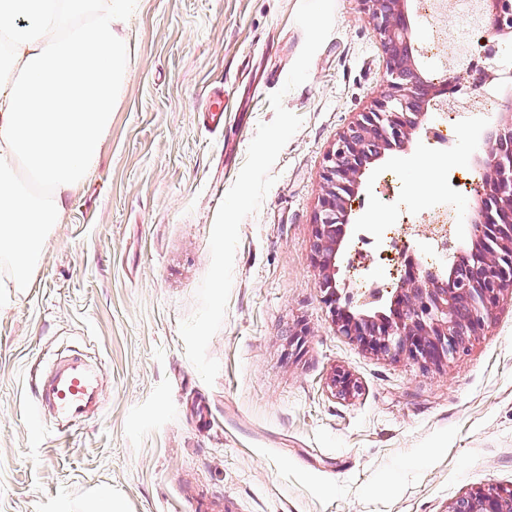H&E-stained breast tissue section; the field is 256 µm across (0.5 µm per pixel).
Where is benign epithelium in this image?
<instances>
[{"instance_id":"benign-epithelium-1","label":"benign epithelium","mask_w":512,"mask_h":512,"mask_svg":"<svg viewBox=\"0 0 512 512\" xmlns=\"http://www.w3.org/2000/svg\"><path fill=\"white\" fill-rule=\"evenodd\" d=\"M364 2L386 54V85L374 108L360 113L340 136L323 170L325 193L313 224L316 243L322 246L315 256L322 275L320 287L340 335L391 358L405 357L424 366L446 363L485 329L504 292H512V259L505 257L512 252V154L502 150L504 134L512 133V102L507 118L487 130L484 155L477 159L476 207L467 216V253L443 271H425L410 262L388 299L379 289L370 294L368 307L351 311L352 297H341L336 280L337 255L349 229L347 198L358 193L370 164L388 151L407 147L429 111L453 109L452 94L460 88L457 75L463 73L452 67L445 83L427 82L414 63L406 0ZM481 2L484 25L496 35L511 36L512 0ZM472 259L484 275L463 288L455 270L459 261ZM461 296L473 309L468 325L455 317ZM331 387L347 397L356 393L358 384L347 370L337 369ZM451 512H512V488L480 487L459 497Z\"/></svg>"}]
</instances>
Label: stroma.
<instances>
[{
  "label": "stroma",
  "mask_w": 512,
  "mask_h": 512,
  "mask_svg": "<svg viewBox=\"0 0 512 512\" xmlns=\"http://www.w3.org/2000/svg\"><path fill=\"white\" fill-rule=\"evenodd\" d=\"M424 2L406 4L411 42L437 83L455 13ZM298 5L141 0L131 17L130 73L97 166L27 288L0 266V512H81L101 486L124 512H449L486 484L512 487V293L457 359L421 366L339 335L319 286L322 171L386 78L362 0H335L333 32L283 100L303 124L240 225L225 319L208 346L220 364L213 385L185 354L179 324L197 306L217 210L304 44ZM461 52L487 71L488 104L466 124L428 115L448 146L416 135L370 165L337 261L354 299L401 279L391 229L426 260L432 247L415 227L440 201L459 212L475 203L474 154L512 98V39L482 27ZM219 87L226 112L214 131L203 115ZM78 347L105 372L104 409L60 439L38 414L30 370ZM339 368L356 378L354 396L332 391Z\"/></svg>",
  "instance_id": "35a3bbf8"
}]
</instances>
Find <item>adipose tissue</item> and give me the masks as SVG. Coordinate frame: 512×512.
Segmentation results:
<instances>
[{
	"label": "adipose tissue",
	"mask_w": 512,
	"mask_h": 512,
	"mask_svg": "<svg viewBox=\"0 0 512 512\" xmlns=\"http://www.w3.org/2000/svg\"><path fill=\"white\" fill-rule=\"evenodd\" d=\"M137 2L0 0V264L15 287L110 133Z\"/></svg>",
	"instance_id": "1"
}]
</instances>
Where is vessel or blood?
I'll use <instances>...</instances> for the list:
<instances>
[{
    "label": "vessel or blood",
    "instance_id": "vessel-or-blood-1",
    "mask_svg": "<svg viewBox=\"0 0 512 512\" xmlns=\"http://www.w3.org/2000/svg\"><path fill=\"white\" fill-rule=\"evenodd\" d=\"M101 368L90 356L76 352L56 359L39 375L35 386L38 406L48 412L56 432L67 435L91 413L102 412Z\"/></svg>",
    "mask_w": 512,
    "mask_h": 512
}]
</instances>
